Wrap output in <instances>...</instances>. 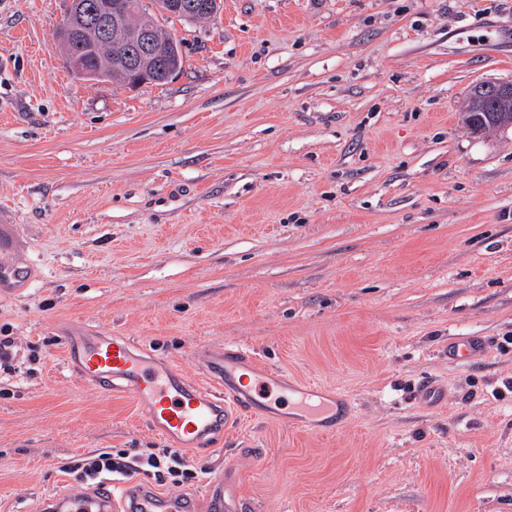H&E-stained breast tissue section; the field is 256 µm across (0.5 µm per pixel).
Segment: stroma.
I'll list each match as a JSON object with an SVG mask.
<instances>
[{"label":"stroma","mask_w":512,"mask_h":512,"mask_svg":"<svg viewBox=\"0 0 512 512\" xmlns=\"http://www.w3.org/2000/svg\"><path fill=\"white\" fill-rule=\"evenodd\" d=\"M64 0H0V512L79 492L64 467L161 448L125 396L63 369L75 324L200 378L201 348L348 397L338 432L236 420L202 473L256 512H512V127L466 90L512 81V0H223L171 18L166 84L75 78ZM454 336H481L469 362ZM443 400L419 401L424 383ZM470 112L467 117L461 113V122L473 132H483L496 127V116L492 109H484ZM31 276L15 264L9 262L0 263V294L17 295L28 287Z\"/></svg>","instance_id":"35a3bbf8"}]
</instances>
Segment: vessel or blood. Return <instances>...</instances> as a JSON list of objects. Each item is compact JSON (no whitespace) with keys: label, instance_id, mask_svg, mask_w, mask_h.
I'll return each mask as SVG.
<instances>
[{"label":"vessel or blood","instance_id":"b4317fda","mask_svg":"<svg viewBox=\"0 0 512 512\" xmlns=\"http://www.w3.org/2000/svg\"><path fill=\"white\" fill-rule=\"evenodd\" d=\"M30 278L15 264L0 263V294L17 295ZM479 347L475 336H457L450 342L454 360L464 362ZM67 370L88 388L131 398L142 408L153 430L172 447L207 452L213 439L226 433L235 417L260 413L265 402L287 400L299 394L301 427L312 433L336 431L344 423L343 395L325 396L312 385L286 381L280 371L261 366L238 346L205 356L208 384H199L168 360L146 351L127 336L88 334L75 329L66 338ZM57 512H255L243 498L233 470L211 481L204 500L169 497L126 485L103 486L92 496L56 495Z\"/></svg>","mask_w":512,"mask_h":512}]
</instances>
